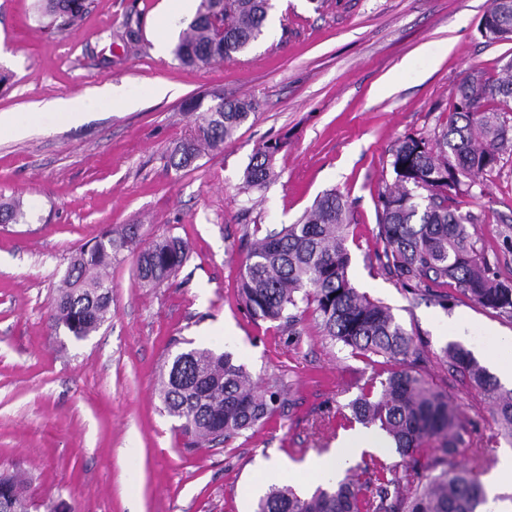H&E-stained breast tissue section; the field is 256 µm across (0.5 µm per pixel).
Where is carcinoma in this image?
<instances>
[{"instance_id":"obj_1","label":"carcinoma","mask_w":512,"mask_h":512,"mask_svg":"<svg viewBox=\"0 0 512 512\" xmlns=\"http://www.w3.org/2000/svg\"><path fill=\"white\" fill-rule=\"evenodd\" d=\"M90 0H38V20L58 35L80 25ZM273 0H200L196 15L173 49L188 67H205L249 50L265 35ZM119 38L135 47L140 17H128ZM261 102L227 98L215 89L183 104L196 114L192 133L175 146L169 161L189 169L204 152H217ZM512 109V60L501 76L472 70L461 79L447 122L429 139L406 137L391 149L394 182L379 192L380 267L407 287L422 288L435 300L453 284L476 304L512 315V283L490 276L489 262L470 231L477 218L455 205L476 180L497 170L512 153V126L501 114ZM281 142L260 146L243 174L244 189L261 190L275 177ZM351 204L334 190L324 192L294 223L246 241L239 271L240 293L255 320L294 326L311 309L323 335L366 358H383L351 403L350 423L375 428L402 457L400 464L378 459L346 470L335 484L309 496L273 484L254 512H478L487 503L473 469L459 460L465 443L457 406L448 393L414 370L420 358L414 337L391 309L354 288L350 265ZM24 217L17 199H0V224ZM136 254L138 279L153 288L167 283L188 258V245L165 237L139 247L137 225L115 237L107 231L81 247L51 306V321L82 340L111 318L112 286L93 272L124 251ZM450 368L468 378L492 401L496 436L512 439V388L502 386L473 354L458 343L444 348ZM159 395L167 414L179 422L186 448L200 440L227 442L269 423L288 402L280 380L262 387L230 352L193 348L172 360L161 375ZM368 475L363 480L358 470ZM0 512H30L20 481L0 473Z\"/></svg>"}]
</instances>
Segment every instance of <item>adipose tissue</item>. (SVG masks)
Instances as JSON below:
<instances>
[{"label":"adipose tissue","instance_id":"obj_1","mask_svg":"<svg viewBox=\"0 0 512 512\" xmlns=\"http://www.w3.org/2000/svg\"><path fill=\"white\" fill-rule=\"evenodd\" d=\"M384 446L383 439L369 430L359 429L343 435L336 447L323 455L308 457L300 464L279 460L273 462L272 471L276 477L287 480L288 483L307 487L340 478L344 469L363 453L379 451Z\"/></svg>","mask_w":512,"mask_h":512}]
</instances>
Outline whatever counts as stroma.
<instances>
[{"instance_id":"1","label":"stroma","mask_w":512,"mask_h":512,"mask_svg":"<svg viewBox=\"0 0 512 512\" xmlns=\"http://www.w3.org/2000/svg\"><path fill=\"white\" fill-rule=\"evenodd\" d=\"M492 0H274L269 33L249 52L204 68L181 65L178 23L155 27L161 0H93L66 37L36 19L37 0H0V113L26 121L0 133V196H21L26 217L0 224V471L18 474L36 505L73 512H253L248 485L273 484L269 462L327 452L349 426L341 415L373 372L331 343L312 312L293 328L254 320L238 288L244 235L293 223L323 192L348 197L352 285L391 308L418 339L424 377L446 390L466 431L461 459L498 462L487 397L453 372L443 350L475 351L512 336V317L458 288L446 303L403 287L376 253L377 197L394 174L390 150L431 138L467 71L496 75L512 41L489 42L480 23ZM142 19L129 51L110 34ZM170 84L165 96L157 83ZM112 84L133 108L106 102L78 124L46 110ZM263 107L223 150L194 167L169 164L194 126L186 99L214 89ZM42 105L37 122L27 119ZM287 138L278 179L250 199L243 171L263 143ZM494 274L512 282V155L461 196ZM135 224L143 243L175 236L190 252L168 284L148 288L123 252L106 274L110 320L78 341L52 327L50 305L77 249ZM196 347L234 354L253 379H283L290 403L266 426L186 451L163 409L160 375Z\"/></svg>"}]
</instances>
